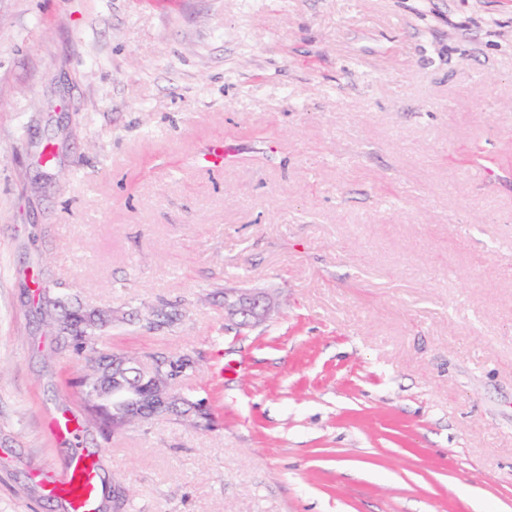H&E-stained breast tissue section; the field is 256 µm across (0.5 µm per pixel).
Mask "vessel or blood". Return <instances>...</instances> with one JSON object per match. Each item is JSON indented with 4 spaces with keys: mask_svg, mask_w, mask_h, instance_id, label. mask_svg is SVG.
<instances>
[{
    "mask_svg": "<svg viewBox=\"0 0 512 512\" xmlns=\"http://www.w3.org/2000/svg\"><path fill=\"white\" fill-rule=\"evenodd\" d=\"M50 492L65 501L69 512H96L100 495L96 460L85 452H75L64 476L52 482Z\"/></svg>",
    "mask_w": 512,
    "mask_h": 512,
    "instance_id": "1",
    "label": "vessel or blood"
}]
</instances>
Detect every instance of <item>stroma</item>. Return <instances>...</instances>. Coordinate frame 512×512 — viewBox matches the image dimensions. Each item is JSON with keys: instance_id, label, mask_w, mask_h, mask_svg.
I'll return each instance as SVG.
<instances>
[{"instance_id": "35a3bbf8", "label": "stroma", "mask_w": 512, "mask_h": 512, "mask_svg": "<svg viewBox=\"0 0 512 512\" xmlns=\"http://www.w3.org/2000/svg\"><path fill=\"white\" fill-rule=\"evenodd\" d=\"M511 155L512 0H0V512H512ZM43 293L214 428L85 424ZM224 308L228 309L231 316L239 317L243 324L263 317L269 311V307L262 295L247 293L234 295L232 300L226 294L224 297ZM182 317V310L177 305H164L144 315L142 326L148 330L171 327L180 322ZM171 411H175L177 416L194 428H209L213 417L205 398H198L191 390L179 395L178 402L173 403ZM50 493L65 501L69 512H95L100 495L96 460L76 451L64 476L52 482Z\"/></svg>"}]
</instances>
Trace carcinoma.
I'll return each instance as SVG.
<instances>
[{
    "instance_id": "1",
    "label": "carcinoma",
    "mask_w": 512,
    "mask_h": 512,
    "mask_svg": "<svg viewBox=\"0 0 512 512\" xmlns=\"http://www.w3.org/2000/svg\"><path fill=\"white\" fill-rule=\"evenodd\" d=\"M40 313L58 336L72 346L75 353L83 359L80 387L87 421L106 434L113 433L115 427L131 426L138 422L141 416L135 412L120 415L119 410L113 408L111 399L101 397V390L104 387L115 385L136 391L143 385H151L155 376H164L175 381L196 370L195 357L184 351L152 355V371L142 373L135 364L134 355L100 348L102 333L112 325V322L126 320L125 312L117 316L110 309L70 310L63 300L56 299L52 304L42 301ZM182 317V310L178 306L165 305L144 315L142 323L144 328L155 330L171 327L180 322ZM172 410L191 427H210L213 417L210 407L205 399L190 390L179 395L178 402L172 405Z\"/></svg>"
}]
</instances>
